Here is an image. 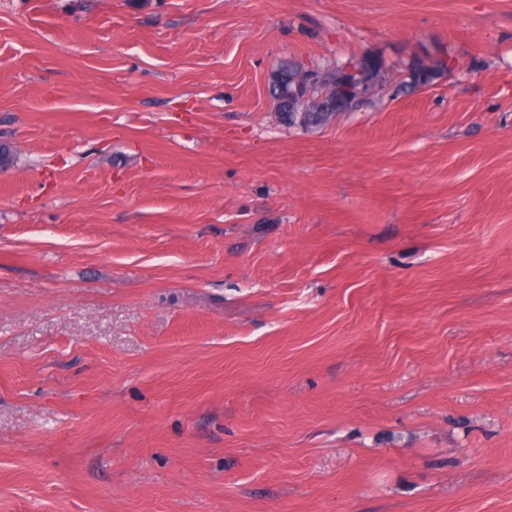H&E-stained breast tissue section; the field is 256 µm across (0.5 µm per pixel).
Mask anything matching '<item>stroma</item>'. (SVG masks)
<instances>
[{
  "instance_id": "35a3bbf8",
  "label": "stroma",
  "mask_w": 512,
  "mask_h": 512,
  "mask_svg": "<svg viewBox=\"0 0 512 512\" xmlns=\"http://www.w3.org/2000/svg\"><path fill=\"white\" fill-rule=\"evenodd\" d=\"M0 0V512H512V0ZM456 67L315 134L283 58Z\"/></svg>"
}]
</instances>
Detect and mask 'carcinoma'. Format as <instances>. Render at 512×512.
Wrapping results in <instances>:
<instances>
[{
  "label": "carcinoma",
  "mask_w": 512,
  "mask_h": 512,
  "mask_svg": "<svg viewBox=\"0 0 512 512\" xmlns=\"http://www.w3.org/2000/svg\"><path fill=\"white\" fill-rule=\"evenodd\" d=\"M443 54L449 55L448 49L439 47L425 51L422 58L416 55L383 69L362 65L358 61L354 63L316 60L314 64L324 73V90L314 94L305 103L302 113L294 111L295 97L289 84V78L299 74V70L290 65L288 72L269 81L271 104L276 106L275 114L280 122L289 127L301 125L310 131L322 129L329 124L337 110L350 108L349 82L358 80L369 85L372 97L367 107L376 108L393 90L414 91L429 84L434 77L440 75ZM352 65L359 67L361 72L357 75L347 74V67Z\"/></svg>",
  "instance_id": "1"
}]
</instances>
